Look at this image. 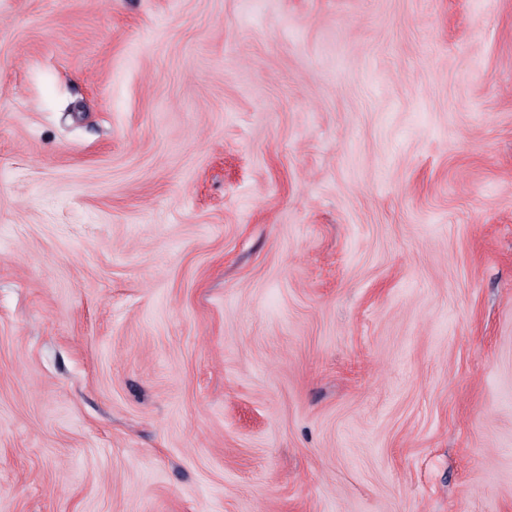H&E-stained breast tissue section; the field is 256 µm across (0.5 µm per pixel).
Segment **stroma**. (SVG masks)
<instances>
[{
  "mask_svg": "<svg viewBox=\"0 0 512 512\" xmlns=\"http://www.w3.org/2000/svg\"><path fill=\"white\" fill-rule=\"evenodd\" d=\"M0 512H512V0H0Z\"/></svg>",
  "mask_w": 512,
  "mask_h": 512,
  "instance_id": "obj_1",
  "label": "stroma"
}]
</instances>
